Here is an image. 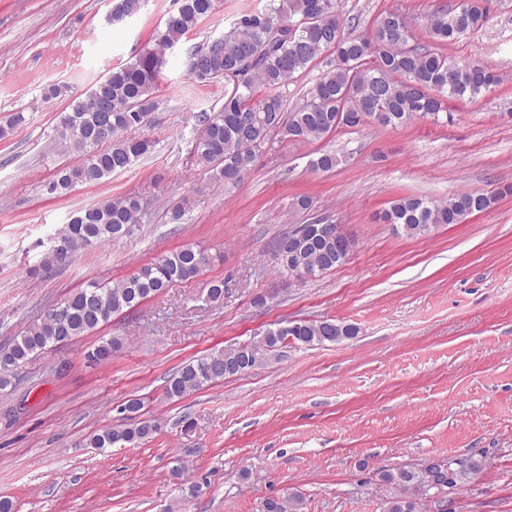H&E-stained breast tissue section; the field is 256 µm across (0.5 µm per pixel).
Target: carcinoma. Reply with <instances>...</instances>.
Returning <instances> with one entry per match:
<instances>
[{
  "label": "carcinoma",
  "mask_w": 512,
  "mask_h": 512,
  "mask_svg": "<svg viewBox=\"0 0 512 512\" xmlns=\"http://www.w3.org/2000/svg\"><path fill=\"white\" fill-rule=\"evenodd\" d=\"M488 0H461L450 9L437 11L429 24L432 41L443 44L482 27L488 20ZM142 0H113L110 23L121 24L137 15ZM214 9V0H182L177 14L153 37V43L135 59L110 69L85 98L68 104L56 129V146L76 154L81 163L60 168L49 189L68 193L77 183L99 184L114 173L129 169L149 153L155 141L135 132L148 123L157 108L154 93L167 56L198 21ZM414 40L406 17L383 10L374 18L370 33L345 31L338 0H267L260 10L236 15L224 33L189 50L187 71L200 83L225 77L236 81L224 94L222 106L203 117L205 137L193 152L206 170L229 192L239 186L257 155L280 143H315L346 128L368 124L367 117L384 112L385 127L397 128L416 119L439 121L450 99H473L492 90L497 76L471 61L457 60L429 45H410ZM324 64L321 75L303 96L288 108V86L310 66ZM109 135L99 138L101 120ZM341 158L319 150L312 160L316 170L335 169ZM460 192L436 202L417 197L393 202L384 219L409 236L423 235L440 224H462L511 193ZM142 205L126 198L105 200L79 210L62 225L54 244L72 254L129 234L140 223ZM354 240L336 235V225L304 224L300 236L279 250L283 270L322 273L342 264ZM204 251L184 246L112 284L92 281L55 305L40 320L29 324L13 343L0 350V390L12 384L17 371L29 360L72 342L106 324L112 315L133 308L178 282H189L209 264ZM358 334L351 324L322 321L297 322L265 334L261 347L243 345L238 358L224 359L214 352L197 357L173 372L165 395L180 400L225 377L241 374L261 364L277 348L294 341L313 346L336 343ZM121 347L115 337L102 340L87 358L96 363L112 360ZM142 403L130 399L121 408L129 424L106 429L89 438L93 448L116 444H145L161 431L157 418L140 414ZM481 465L443 460L420 471L399 469L383 474L400 494L386 502L384 512H414V496H440L477 474ZM295 497L268 498L262 512H298Z\"/></svg>",
  "instance_id": "cac0c4a2"
}]
</instances>
